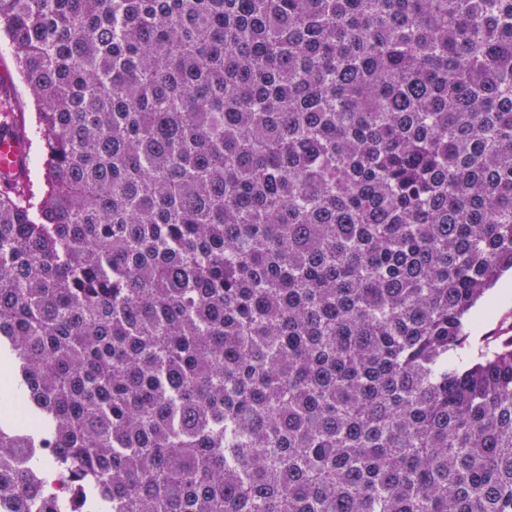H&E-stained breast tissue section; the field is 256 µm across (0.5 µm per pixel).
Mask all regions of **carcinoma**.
<instances>
[{
    "label": "carcinoma",
    "mask_w": 512,
    "mask_h": 512,
    "mask_svg": "<svg viewBox=\"0 0 512 512\" xmlns=\"http://www.w3.org/2000/svg\"><path fill=\"white\" fill-rule=\"evenodd\" d=\"M0 512H512V0H0ZM33 98L22 84L18 66L5 39L0 41V122L7 118L16 123L21 118V128L27 130L35 125ZM20 131L15 126L2 128L0 133V161H11L12 170L20 176L23 170L20 160L22 158ZM45 169L42 143L37 136H32L27 146V159L24 180L36 194L44 187ZM478 326L475 327V324ZM468 349L477 350L495 336H512V279L505 273L496 288L490 290L471 312L467 326Z\"/></svg>",
    "instance_id": "carcinoma-1"
}]
</instances>
